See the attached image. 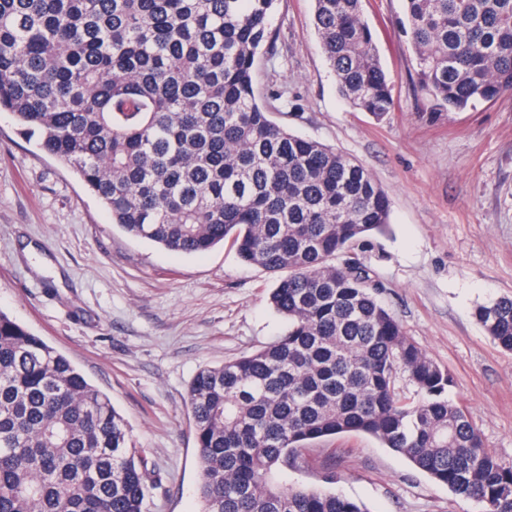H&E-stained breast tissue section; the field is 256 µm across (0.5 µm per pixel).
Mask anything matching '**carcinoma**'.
Instances as JSON below:
<instances>
[{"label":"carcinoma","instance_id":"carcinoma-1","mask_svg":"<svg viewBox=\"0 0 512 512\" xmlns=\"http://www.w3.org/2000/svg\"><path fill=\"white\" fill-rule=\"evenodd\" d=\"M277 0H0V112L129 234L185 254L229 242L275 275L288 329L187 388L203 512H369L288 484L310 442L365 433L482 512H512V462L485 450L453 378L379 302L360 251L390 224L353 158L258 102ZM350 106L382 121L388 78L361 0H315ZM417 84L464 111L512 101V0H403ZM512 351V298L475 310ZM406 374L420 399L395 388ZM144 460L107 395L0 311V512H148Z\"/></svg>","mask_w":512,"mask_h":512}]
</instances>
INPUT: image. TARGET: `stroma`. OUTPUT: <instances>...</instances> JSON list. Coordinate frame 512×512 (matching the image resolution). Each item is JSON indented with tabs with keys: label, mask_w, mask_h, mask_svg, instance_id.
<instances>
[{
	"label": "stroma",
	"mask_w": 512,
	"mask_h": 512,
	"mask_svg": "<svg viewBox=\"0 0 512 512\" xmlns=\"http://www.w3.org/2000/svg\"><path fill=\"white\" fill-rule=\"evenodd\" d=\"M394 107L378 121L352 109L314 27V0H277L274 49L256 81L290 132L364 165L387 192L391 231L364 261L381 303L454 384L486 450L512 462V352L476 320L512 298V102L433 113L398 24L402 0H362ZM274 278L230 244L169 251L113 224L64 164L0 112V310L65 355L125 419L151 486L149 512H202L201 470L186 405L203 366L250 354L285 333ZM333 489L369 512H481L376 438L316 440L288 481Z\"/></svg>",
	"instance_id": "obj_1"
}]
</instances>
